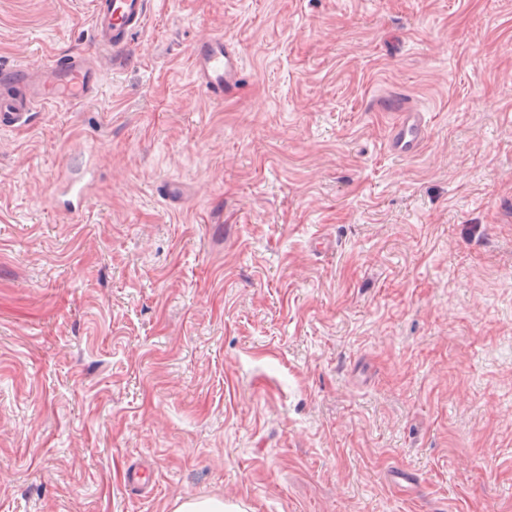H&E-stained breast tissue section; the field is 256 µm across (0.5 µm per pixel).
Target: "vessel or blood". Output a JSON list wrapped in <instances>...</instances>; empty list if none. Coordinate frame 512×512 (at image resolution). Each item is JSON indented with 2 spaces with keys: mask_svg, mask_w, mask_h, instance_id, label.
<instances>
[{
  "mask_svg": "<svg viewBox=\"0 0 512 512\" xmlns=\"http://www.w3.org/2000/svg\"><path fill=\"white\" fill-rule=\"evenodd\" d=\"M150 0H92L94 41L97 48L115 54L129 46L132 37L145 25ZM193 66L200 86L220 99L233 93L241 80L239 55L216 34L193 49ZM101 74L91 58L71 57L53 60L40 68L17 66L0 70V83L20 84V96L0 95V123H24L38 103L61 101L81 103L93 97ZM425 138L421 112L403 110L390 134L395 154L407 157L420 149Z\"/></svg>",
  "mask_w": 512,
  "mask_h": 512,
  "instance_id": "obj_1",
  "label": "vessel or blood"
}]
</instances>
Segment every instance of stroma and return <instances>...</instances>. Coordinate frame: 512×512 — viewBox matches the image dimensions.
I'll return each instance as SVG.
<instances>
[{
    "mask_svg": "<svg viewBox=\"0 0 512 512\" xmlns=\"http://www.w3.org/2000/svg\"><path fill=\"white\" fill-rule=\"evenodd\" d=\"M79 54L0 126V512H512V0H150L116 57L0 0V67ZM193 66L200 86L215 99L233 93L241 80L239 55L216 34L193 48ZM100 81L101 73L94 68L91 57L53 60L39 69L21 66L1 69L0 84H22L25 93L22 96L0 95V123L26 122L41 102H84L93 97ZM424 138L425 121L422 113L412 109L402 110L390 134V145L394 153L402 157L414 155ZM240 505L217 497H199L179 503L174 512H245Z\"/></svg>",
    "mask_w": 512,
    "mask_h": 512,
    "instance_id": "stroma-1",
    "label": "stroma"
}]
</instances>
